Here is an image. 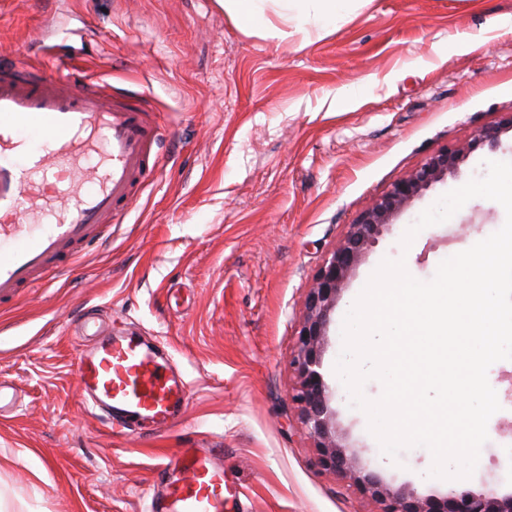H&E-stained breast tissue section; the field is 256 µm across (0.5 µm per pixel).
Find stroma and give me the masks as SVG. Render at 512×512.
<instances>
[{
    "mask_svg": "<svg viewBox=\"0 0 512 512\" xmlns=\"http://www.w3.org/2000/svg\"><path fill=\"white\" fill-rule=\"evenodd\" d=\"M280 40L243 29L217 0H0V56L54 45L63 66L140 95L161 116L162 154L109 241L48 288L0 306V512H150L152 477L181 448L218 449L234 512H379L325 470L291 395L295 328L312 277L358 213L438 150L512 112V0H348L334 26L300 17ZM512 161V133L396 215L329 317L323 373L340 445L356 466L420 495L426 448L382 466L334 370L349 299L381 259L418 280L499 230L503 207L468 201L401 239L447 192ZM162 343L190 386L171 428L111 432L75 371L85 309ZM488 377L501 408L467 491L512 494V360Z\"/></svg>",
    "mask_w": 512,
    "mask_h": 512,
    "instance_id": "stroma-1",
    "label": "stroma"
}]
</instances>
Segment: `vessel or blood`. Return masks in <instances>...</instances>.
I'll return each instance as SVG.
<instances>
[{"label":"vessel or blood","mask_w":512,"mask_h":512,"mask_svg":"<svg viewBox=\"0 0 512 512\" xmlns=\"http://www.w3.org/2000/svg\"><path fill=\"white\" fill-rule=\"evenodd\" d=\"M161 136L155 113L135 95L44 65L24 54L0 61V301L45 285L77 264L153 182ZM76 372L87 403L108 427L178 422L188 386L165 349L113 334L86 314ZM157 512H226L219 452L183 448L154 474Z\"/></svg>","instance_id":"b4317fda"}]
</instances>
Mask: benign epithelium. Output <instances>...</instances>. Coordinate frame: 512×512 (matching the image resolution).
<instances>
[{
  "instance_id": "obj_1",
  "label": "benign epithelium",
  "mask_w": 512,
  "mask_h": 512,
  "mask_svg": "<svg viewBox=\"0 0 512 512\" xmlns=\"http://www.w3.org/2000/svg\"><path fill=\"white\" fill-rule=\"evenodd\" d=\"M508 131L512 132L511 112L466 144L437 151L394 183L386 193L372 200L349 225L344 240L325 259L307 294L291 359L298 377L292 400L300 406L301 424L316 441L321 466L350 477L364 495L379 502L381 512H512L511 495L499 497L493 491L474 494L450 490L442 497H423L394 489L373 472L351 470V455L336 444L334 413L330 408L331 392L322 373V349L330 312L366 250L392 226L394 216L406 209L423 191L455 173L473 151L486 144L493 145L500 135Z\"/></svg>"
}]
</instances>
